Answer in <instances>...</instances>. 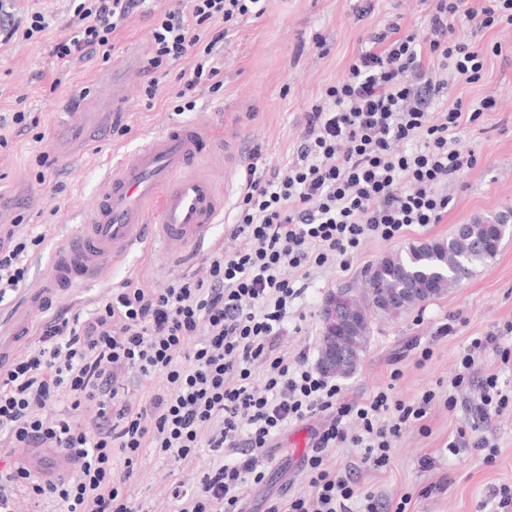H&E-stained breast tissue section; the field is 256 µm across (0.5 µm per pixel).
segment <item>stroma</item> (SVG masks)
Wrapping results in <instances>:
<instances>
[{
  "mask_svg": "<svg viewBox=\"0 0 512 512\" xmlns=\"http://www.w3.org/2000/svg\"><path fill=\"white\" fill-rule=\"evenodd\" d=\"M363 0H266L261 17L242 22L224 41V86L204 94L194 111L177 112L175 97L179 84L175 76L162 83L153 104L140 95L143 77L140 63L150 52V20L134 13L115 39L109 61L93 59L77 68L57 89H50L44 76L50 71L44 43L15 39L0 47V113L19 108L39 116L47 131L72 120V99L94 95L97 86L112 71L125 77L124 104L120 109L130 133L115 137L104 131L98 142L70 158H56L46 170L45 183H37L35 158L42 147L31 136L10 134L9 145L0 148V197H29L28 207L14 211L24 223L43 228L48 247L31 257V281L48 271L53 254L74 235L83 216L100 195L113 159L132 150L141 141L182 122L214 127L226 135L237 151L236 166H228L223 150L206 149L201 167L216 183L226 188L224 209L212 229V247L234 252L246 248L244 238L234 237L235 203L252 149H260L267 166L291 161L300 131L311 105L327 86L340 79L355 55L362 37L395 16L406 27L420 30L428 11L426 0H372L366 16L358 11ZM15 12L26 8L40 11L49 25L48 36H56L72 17L76 0H0ZM322 38L324 50H317L314 38ZM475 42L487 51L484 74L473 84L449 86L448 100L462 99L478 112L475 120L464 122L458 136L472 150L476 162L448 185V209L439 223L411 231L393 241L363 240L347 268L313 269L305 294L294 302L284 324L289 350L307 349L317 359L321 337L320 309L334 291L360 284L365 271L381 257L413 241L447 239L456 225L469 224L478 217L512 211V25H499L478 33ZM493 97L492 110L480 111V102ZM204 250L177 253L162 246L130 254L108 267L101 279L81 282L53 299V311L67 315L87 314L98 302L126 280L147 288H163L173 279L200 273ZM453 333H444L447 322ZM512 322V236H505L497 257L478 266L469 279L443 297L417 307L392 321H375L371 342L357 369L339 379L346 399L361 400L388 383H395L399 395L412 399L435 390L426 423L428 435L416 427L403 431L392 448V462L378 472L360 466L361 451L339 448L330 452L325 464L335 469L355 466L353 475L363 492L382 498L393 506L410 496L408 512H479L489 488L512 486V412L488 421L477 420L470 406L474 388L488 375H498L501 385L512 389V369H504L498 353L486 351L475 359L470 385L457 392V406L447 409L445 386L461 373V359L470 340L477 336L502 334V343L512 348V333L504 334ZM433 353L422 361L423 350ZM399 380H392L393 370ZM322 422L314 417L292 423L276 436L271 450L276 461L266 480L245 491L246 512H263L267 498L282 499L306 490L300 465L312 446L311 435ZM465 430L468 443L457 451L447 445L458 430ZM496 446L494 464H486L483 451L473 447L475 437ZM429 456L432 468H422L420 459ZM177 474L187 485L199 479L192 469H181L169 456L147 453L135 467L126 489L140 512H173L162 492L169 474ZM446 480L447 491L429 492L428 487Z\"/></svg>",
  "mask_w": 512,
  "mask_h": 512,
  "instance_id": "obj_1",
  "label": "stroma"
}]
</instances>
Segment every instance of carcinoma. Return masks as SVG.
<instances>
[{"mask_svg": "<svg viewBox=\"0 0 512 512\" xmlns=\"http://www.w3.org/2000/svg\"><path fill=\"white\" fill-rule=\"evenodd\" d=\"M495 253L462 238L441 241H417L402 251L390 253L375 263L382 268L377 276L368 273L364 288L350 292L359 316L366 324L364 334L351 342L354 359L359 361L372 335L370 315L394 319L408 310L438 299L472 275L478 264L493 260ZM430 288L418 295L409 293L405 301L391 309H379L373 298L378 294L393 293L399 288Z\"/></svg>", "mask_w": 512, "mask_h": 512, "instance_id": "cac0c4a2", "label": "carcinoma"}]
</instances>
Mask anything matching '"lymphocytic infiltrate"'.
<instances>
[{"instance_id": "f902f5d3", "label": "lymphocytic infiltrate", "mask_w": 512, "mask_h": 512, "mask_svg": "<svg viewBox=\"0 0 512 512\" xmlns=\"http://www.w3.org/2000/svg\"><path fill=\"white\" fill-rule=\"evenodd\" d=\"M264 2L172 0L149 10L146 99L174 67L184 90L223 88L219 48L235 25L264 13ZM144 3L81 0L68 35L47 44L53 85L78 63L109 60L118 31ZM459 13L478 31L512 25V0H432L420 33L387 23L311 106L291 163L263 175L260 150L251 152L231 229L248 248H214L204 276L161 289L125 281L87 318L54 315L23 354L0 362V433L10 442L0 462L30 443L77 461L55 480L10 466L0 512H10V485L57 512H138L125 485L149 449L199 470L195 490L176 478L165 484L178 512H244L242 490L271 471L274 437L318 414L324 420L303 460L308 491L269 500L264 512H378L375 496L360 493L348 469L325 468L323 456L350 446L362 449V464L386 469L392 441L426 418L435 391L407 400L390 384L347 400L309 366L306 351L282 347L281 330L311 267L350 257L363 239L391 241L438 223L449 183L473 165L456 137L462 101L439 102L449 82H478L486 64L449 24ZM397 142L404 151H393ZM44 243V233L0 225V302L29 287L28 256ZM157 376L163 384L148 400L127 399L128 378ZM63 399L70 413H56ZM204 448L216 460L202 463Z\"/></svg>"}]
</instances>
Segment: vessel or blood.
<instances>
[{
    "instance_id": "vessel-or-blood-1",
    "label": "vessel or blood",
    "mask_w": 512,
    "mask_h": 512,
    "mask_svg": "<svg viewBox=\"0 0 512 512\" xmlns=\"http://www.w3.org/2000/svg\"><path fill=\"white\" fill-rule=\"evenodd\" d=\"M122 99L123 82L116 75L111 89L97 100L96 111L80 113L77 126L56 129L57 147L95 140ZM211 140L206 125L182 124L118 158L96 206L75 236L53 255L48 274L27 295L28 308H40L77 281L95 280L108 266L137 247L147 246L151 239L178 248L203 246L224 208L223 195L199 170L202 147ZM28 329L27 319L13 323L8 337L0 338V360L27 339ZM24 459L31 471L43 477L66 471L65 457L56 452L29 447Z\"/></svg>"
}]
</instances>
